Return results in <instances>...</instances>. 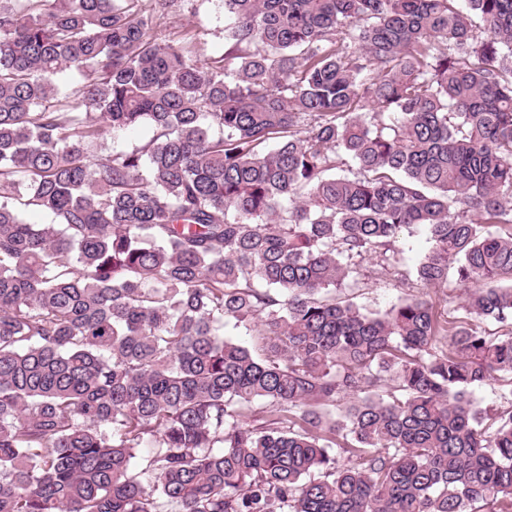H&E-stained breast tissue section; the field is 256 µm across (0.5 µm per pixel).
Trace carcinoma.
Here are the masks:
<instances>
[{"label":"carcinoma","mask_w":512,"mask_h":512,"mask_svg":"<svg viewBox=\"0 0 512 512\" xmlns=\"http://www.w3.org/2000/svg\"><path fill=\"white\" fill-rule=\"evenodd\" d=\"M177 2L0 0V512H512V0H224L206 67ZM413 225L502 332L336 297ZM175 9L157 26L158 41L185 38L192 58L201 63L224 56L229 47L225 30L232 20L224 16L221 0H181ZM151 129L147 126L138 129L116 130L112 128L106 130L104 155L113 150H126L132 148L151 136ZM511 389L512 386L506 377L505 381H499L475 388L474 398L481 408L493 414L510 406L512 402Z\"/></svg>","instance_id":"1"}]
</instances>
